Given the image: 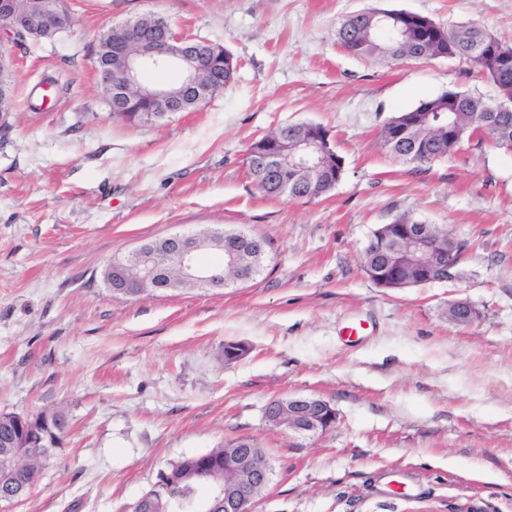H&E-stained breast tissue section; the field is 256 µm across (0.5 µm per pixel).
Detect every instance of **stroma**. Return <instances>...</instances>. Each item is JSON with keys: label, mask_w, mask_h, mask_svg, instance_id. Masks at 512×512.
<instances>
[{"label": "stroma", "mask_w": 512, "mask_h": 512, "mask_svg": "<svg viewBox=\"0 0 512 512\" xmlns=\"http://www.w3.org/2000/svg\"><path fill=\"white\" fill-rule=\"evenodd\" d=\"M73 28L19 45L0 112V411L62 412L67 431L11 512H132L170 462L251 437L271 480L255 512H512V151L486 143L413 170L380 146L393 115L448 89L495 103L455 59L376 62L336 29L361 9L477 22L512 42V0H69ZM155 14L224 46L231 84L188 112L114 116L99 36ZM328 129L345 175L326 196L262 193L250 144ZM410 213L466 247L455 279L376 286L362 253ZM221 227L266 242L260 275L223 289L112 293L115 255ZM459 299L479 313L449 321ZM365 323L360 340L346 326ZM249 352L225 362L224 345ZM319 397L311 439L264 416Z\"/></svg>", "instance_id": "obj_1"}]
</instances>
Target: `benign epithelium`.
<instances>
[{"instance_id": "7a95c632", "label": "benign epithelium", "mask_w": 512, "mask_h": 512, "mask_svg": "<svg viewBox=\"0 0 512 512\" xmlns=\"http://www.w3.org/2000/svg\"><path fill=\"white\" fill-rule=\"evenodd\" d=\"M74 23L66 0H0V29L8 35L19 34L35 40L52 39L68 32ZM129 33L128 42L112 46V42L94 53L95 68L106 91L114 114L128 122L164 118L186 111L190 102H204L224 89V71H234L233 59L224 47L206 40L177 34L170 25L153 15L119 26ZM11 57L0 53V112L12 107L9 72ZM175 67L182 75L176 86L147 85L140 72L147 66ZM336 156V145L330 135L317 127L288 131L283 126L275 140L256 151L259 169L284 191L288 182L305 191L311 180L324 172L329 158ZM408 256L424 260L426 282H444L454 276L455 256L451 248L431 244L423 233L410 224L402 226ZM219 241H228L221 249L224 262L205 265L199 259L194 236L171 235L162 239V247L143 243L122 257H114L105 266L107 288L116 294L157 295L190 283L198 288L224 286V269L236 271V281L252 280L253 273L240 266L238 244L249 236L242 232L215 231ZM399 268L392 263L373 268L367 278L381 288H400ZM451 319L461 325L477 318L476 308L467 300L453 302ZM26 414H13L16 432L3 441L7 463L0 464V507L7 509L24 490L16 474L18 461L30 449L41 444L51 447L48 433H63L67 421L58 418L43 430L25 426ZM266 420L298 437H316L336 423V409L316 397L291 396L288 404L274 400L265 409ZM270 482V470L257 463L251 439L240 437L224 449V478L210 483L207 498L195 495L172 497L170 512H254L257 491Z\"/></svg>"}]
</instances>
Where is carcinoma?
<instances>
[{
  "label": "carcinoma",
  "mask_w": 512,
  "mask_h": 512,
  "mask_svg": "<svg viewBox=\"0 0 512 512\" xmlns=\"http://www.w3.org/2000/svg\"><path fill=\"white\" fill-rule=\"evenodd\" d=\"M402 11L389 10L387 17L372 21L353 14L340 23L336 38L349 54L360 59L414 60L456 59L473 65L494 86L497 98L512 96V44L502 41L484 26L466 23L444 28L428 19L422 27L406 26ZM412 127L422 138L413 147L396 137L399 128ZM486 140L499 148L512 150V121L503 124L498 119L495 106L482 98L462 90H446L423 100L415 108L390 117L380 132L382 147L399 161L414 165L419 170L434 161L455 153L465 142ZM256 187L273 197L299 198L293 185L288 183V193L266 182L258 171L250 172ZM422 220L409 213L398 214L375 230L379 250L363 253V265H382L389 251L397 249L403 224H420ZM47 454L26 457L22 472L26 488L36 486ZM224 464V448H214L207 453L187 456L171 464L166 487L151 489L152 512H165L171 494L201 493L206 488L205 474Z\"/></svg>",
  "instance_id": "cac0c4a2"
}]
</instances>
